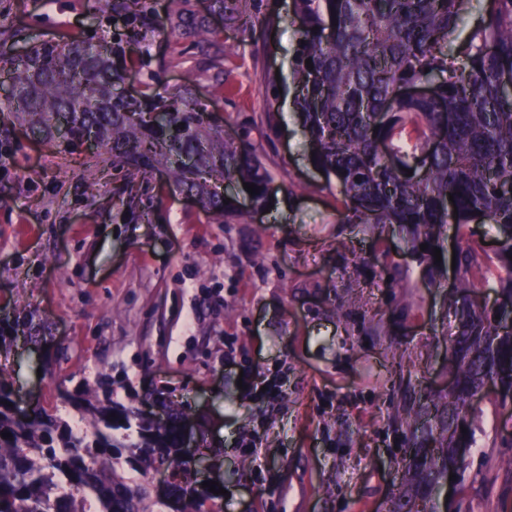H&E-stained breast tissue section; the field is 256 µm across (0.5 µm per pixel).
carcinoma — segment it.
I'll return each instance as SVG.
<instances>
[{
  "mask_svg": "<svg viewBox=\"0 0 512 512\" xmlns=\"http://www.w3.org/2000/svg\"><path fill=\"white\" fill-rule=\"evenodd\" d=\"M181 2L170 0V27L200 50L213 46L216 31ZM215 2L226 21L251 32L281 23L278 16L255 22L242 15L240 0ZM476 2L482 23L470 32L458 66L448 40L464 0H294L302 40L292 61L294 104L313 164L335 178L343 222L406 230L430 287L437 284L433 249L443 225H456L465 239L456 252L459 278L448 291L457 321L448 346L455 388L419 407L431 420L408 440L401 458L405 489L393 512H412L414 500L418 512H460L459 501L443 503L433 491L460 473L457 449L474 442L473 402L488 381L499 385L501 401H512V334L499 332L500 320L512 317V93L502 83L512 75V0ZM107 9L134 29L154 28L146 0H107ZM120 52L91 39L30 47L11 60L16 84L7 111L33 135L60 145L95 137L104 152L91 160L93 167L164 165L173 184L218 224H242L248 214L223 203L213 178L255 185L254 206L267 208L272 177L253 145L225 139L191 86L171 92L157 72L139 82L134 96L116 92L151 62ZM423 82L433 85L430 95L402 93ZM473 224L496 226V251L471 238ZM422 244L428 248L420 250ZM368 260L390 287L405 276L385 248L374 249ZM494 271L498 298L489 309L477 304L475 288ZM15 397L13 383L0 375V512H47L54 492V512H154L155 506L214 512L209 501L216 495L207 488L183 502L192 457L203 449L184 448L180 414L171 412L156 425L114 403L107 383L98 394L61 382V405L87 421L86 429L75 431L56 406L18 416ZM134 420L138 440H118L113 431ZM123 455L138 471L169 470L176 481L168 495L146 503V488L133 487L118 466Z\"/></svg>",
  "mask_w": 512,
  "mask_h": 512,
  "instance_id": "carcinoma-1",
  "label": "carcinoma"
}]
</instances>
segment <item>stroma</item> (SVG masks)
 Returning <instances> with one entry per match:
<instances>
[{
  "label": "stroma",
  "instance_id": "1",
  "mask_svg": "<svg viewBox=\"0 0 512 512\" xmlns=\"http://www.w3.org/2000/svg\"><path fill=\"white\" fill-rule=\"evenodd\" d=\"M292 5L241 0L282 19L254 35L212 0H184L219 33L203 55L171 30L169 0H148L158 25L140 34L106 20V0H0V32L20 46L91 37L163 61V82L193 85L225 137L248 133L276 198L255 212L241 184L221 183L252 215L215 224L165 167L94 174L83 148L0 113V374L22 412L103 375L120 404L177 408L211 462L199 481L225 490L216 512H389L410 434L399 416L448 382L461 240L445 227L430 288L397 225L343 223L292 111ZM378 238L411 270L396 287L366 262ZM263 379L282 395L260 398ZM475 421L462 512H512V402L488 393Z\"/></svg>",
  "mask_w": 512,
  "mask_h": 512
}]
</instances>
